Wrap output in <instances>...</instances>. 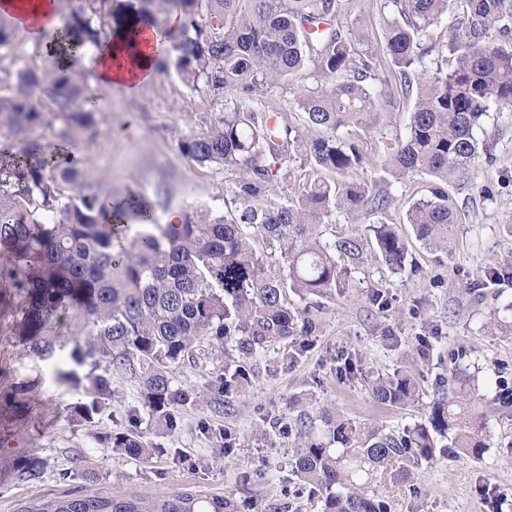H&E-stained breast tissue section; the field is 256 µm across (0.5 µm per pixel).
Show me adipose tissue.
I'll return each instance as SVG.
<instances>
[{
  "label": "adipose tissue",
  "instance_id": "adipose-tissue-1",
  "mask_svg": "<svg viewBox=\"0 0 512 512\" xmlns=\"http://www.w3.org/2000/svg\"><path fill=\"white\" fill-rule=\"evenodd\" d=\"M56 0H0V16L26 27L30 42L42 40L44 33L59 29ZM157 46L142 37L130 41L123 28L90 51L96 81L104 87H120L138 93L157 75L154 64Z\"/></svg>",
  "mask_w": 512,
  "mask_h": 512
}]
</instances>
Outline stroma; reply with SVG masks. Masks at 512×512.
I'll return each instance as SVG.
<instances>
[{
	"label": "stroma",
	"instance_id": "obj_1",
	"mask_svg": "<svg viewBox=\"0 0 512 512\" xmlns=\"http://www.w3.org/2000/svg\"><path fill=\"white\" fill-rule=\"evenodd\" d=\"M342 24L362 34L361 48L376 72L390 59L384 20L391 0H343ZM298 82L276 85L246 97L187 86L175 69L158 74L138 94L94 86L103 103L96 119L102 134L86 142L73 131L75 153L85 178L103 192L159 196L158 223L172 212L210 209L230 215L234 190L245 173L201 167L180 154L178 140L206 130L225 108L249 106L282 113L305 127L294 100ZM413 99L401 91L375 97L358 124L342 129L356 138L367 158L359 175L370 194L389 197L381 211L332 209L321 227L325 238L357 237L364 260L353 271L354 288L335 298L288 293L291 308L313 329L249 354L239 340L226 342L225 359L208 351L175 368V385L194 401L179 408L174 431L158 428L144 405L138 382L116 379L115 392L93 422L75 417L78 395L53 380L49 362L29 356L17 336L21 317L16 289L0 281V512L15 503L72 491L158 496L183 486L229 494L248 512H323L322 496L300 489L292 472L296 435L286 433L298 408L311 419L321 411L357 425L398 433L421 422L436 399L453 395L456 368L466 369L484 399L488 446L480 459L441 454L414 465L407 479L378 485L390 512H512V412L494 408L512 388V336L494 334V309L512 307V280L490 279L494 269L512 267V105L492 108L475 130L495 163L478 160L449 178L443 189L457 222L447 248L425 246L406 220L410 206L429 197L432 179L413 173L391 176L384 158L404 140ZM394 224L407 243L404 270L392 272L374 257L373 224ZM246 374L242 387L225 388L224 362ZM411 366L423 375L419 402L391 407L375 402L369 381ZM35 386L23 411L13 404L14 387ZM137 428L156 447L148 458H132L102 447L97 436ZM37 456L43 474L23 482L15 466ZM92 469L97 480L81 473Z\"/></svg>",
	"mask_w": 512,
	"mask_h": 512
}]
</instances>
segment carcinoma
Returning a JSON list of instances; mask_svg holds the SVG:
<instances>
[{"label":"carcinoma","mask_w":512,"mask_h":512,"mask_svg":"<svg viewBox=\"0 0 512 512\" xmlns=\"http://www.w3.org/2000/svg\"><path fill=\"white\" fill-rule=\"evenodd\" d=\"M394 16L385 21L392 67L405 93L415 96L405 142L388 152L398 176L423 173L437 181L459 173L479 157L474 136L492 107L512 104V0H392ZM64 28L50 44L32 45L41 65L17 67L12 50L27 41L0 17V253L7 255L11 286L23 292L18 336L26 351L54 360L55 382L77 391V415L93 420L112 401V378H131L143 388L146 407L158 426L172 430L175 412L190 402L174 385L173 368L193 357L204 337L223 341L246 337L249 350L298 334V312L288 307V290L302 296L332 298L354 287L352 269L363 260L360 240H322L317 227L330 208L381 210L383 196H367L356 173L366 164L358 142L337 132L359 121L373 105L364 85L373 67L359 50L356 31L344 35L331 20L341 0H138L135 15L168 43L157 69L174 65L194 87L202 82L215 94L267 86L313 76L296 96L310 127L326 134L308 138L280 113L243 109L221 112L199 133L181 138L180 153L195 164L240 168L232 215L196 211L178 224L155 223L156 203L146 199L114 202L77 168L68 130L97 139L98 99L73 67L76 50L95 46L124 18L112 0H57ZM182 18L170 34L167 17ZM451 12L457 28L435 32ZM441 64L423 69L432 54ZM352 79L335 82L336 76ZM64 125L46 147L32 139L47 119ZM303 157L315 178L284 203L264 206L286 162ZM336 175L330 183L319 177ZM140 218L142 230L127 242L118 224ZM408 223L424 244L442 247L456 223L448 193L435 186L431 197L408 211ZM377 257L391 271H402L407 249L398 227L371 226ZM265 244L256 250L254 242ZM276 263L282 271L272 273ZM72 317L73 338L60 339L56 320ZM372 397L395 407L419 400V376L396 369L370 383ZM312 420L299 414L293 473L301 485L324 496L326 512H389L386 498L370 490L378 478L401 480L407 466L429 462L449 438L454 452L483 455L485 416L482 398H442L426 419L400 435L366 430L341 416ZM106 448L129 457L149 456L136 431L99 438ZM42 459L18 467V477H41ZM14 512H240L229 495L208 494L192 486L162 496L70 493L17 504Z\"/></svg>","instance_id":"obj_1"}]
</instances>
